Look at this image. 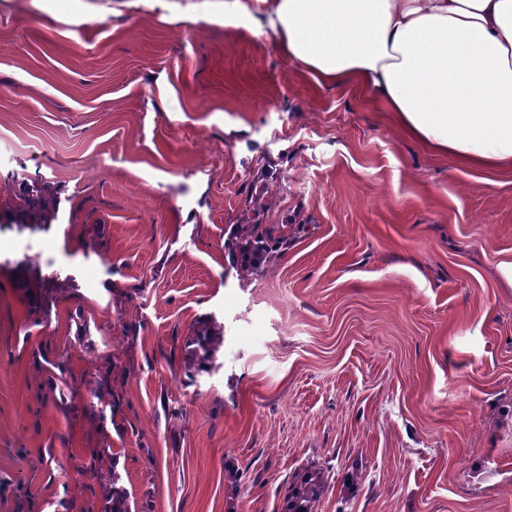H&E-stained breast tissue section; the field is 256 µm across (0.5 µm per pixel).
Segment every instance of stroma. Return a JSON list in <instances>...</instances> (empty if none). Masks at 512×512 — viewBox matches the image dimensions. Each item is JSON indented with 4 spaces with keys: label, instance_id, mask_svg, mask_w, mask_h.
Here are the masks:
<instances>
[{
    "label": "stroma",
    "instance_id": "35a3bbf8",
    "mask_svg": "<svg viewBox=\"0 0 512 512\" xmlns=\"http://www.w3.org/2000/svg\"><path fill=\"white\" fill-rule=\"evenodd\" d=\"M195 2L0 0V512H512V164ZM234 232L236 247L241 253L244 262L259 259L270 249V242L274 239L271 230L260 229L259 224H239ZM309 480L288 489V512H317L316 502L320 481Z\"/></svg>",
    "mask_w": 512,
    "mask_h": 512
}]
</instances>
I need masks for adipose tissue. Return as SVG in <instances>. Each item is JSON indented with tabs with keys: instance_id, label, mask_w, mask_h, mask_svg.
Listing matches in <instances>:
<instances>
[{
	"instance_id": "adipose-tissue-1",
	"label": "adipose tissue",
	"mask_w": 512,
	"mask_h": 512,
	"mask_svg": "<svg viewBox=\"0 0 512 512\" xmlns=\"http://www.w3.org/2000/svg\"><path fill=\"white\" fill-rule=\"evenodd\" d=\"M267 26L461 165L512 161V0H275Z\"/></svg>"
}]
</instances>
